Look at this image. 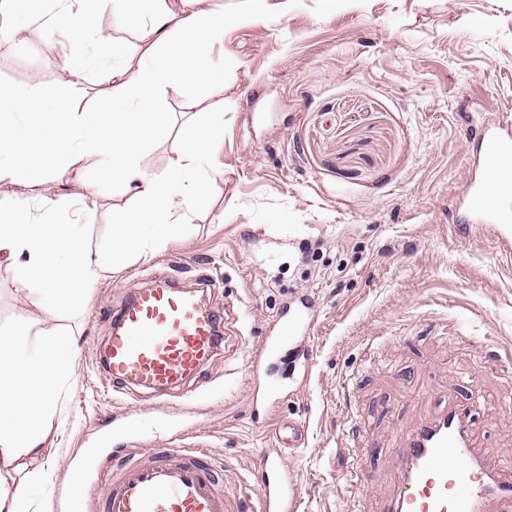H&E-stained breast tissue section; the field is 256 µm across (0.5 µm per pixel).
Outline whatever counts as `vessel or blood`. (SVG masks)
Segmentation results:
<instances>
[{"mask_svg": "<svg viewBox=\"0 0 512 512\" xmlns=\"http://www.w3.org/2000/svg\"><path fill=\"white\" fill-rule=\"evenodd\" d=\"M474 169L453 215L461 232L479 229L500 256H512V114L476 124ZM206 279L158 278L130 288L112 313L103 365L116 393L136 388L180 387L222 344L223 317L201 299ZM315 310L309 299L283 305L246 365L249 380H264L262 399L275 407L283 388L261 378L262 364L286 344L309 334ZM112 436L126 451L118 463L95 455L71 457V512H244L224 493L206 449L155 448L131 413L112 419ZM307 437L303 421L289 419L273 430L274 444L258 463L259 512H298L303 485L288 471L286 451ZM396 477L385 512H512V471L486 458L473 445L469 407L452 404L419 422L396 451ZM103 485L88 502L89 485Z\"/></svg>", "mask_w": 512, "mask_h": 512, "instance_id": "obj_1", "label": "vessel or blood"}]
</instances>
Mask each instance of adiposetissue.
<instances>
[{
  "label": "adipose tissue",
  "mask_w": 512,
  "mask_h": 512,
  "mask_svg": "<svg viewBox=\"0 0 512 512\" xmlns=\"http://www.w3.org/2000/svg\"><path fill=\"white\" fill-rule=\"evenodd\" d=\"M127 26L149 20L152 39L143 64L134 69L104 72L112 84L111 99L97 110L98 121L87 125L85 115L67 107L46 110L35 97L0 88V182L42 195L51 178H64L90 165L107 167L112 184L131 194V208L112 212L111 239L97 257H90L76 225L34 220L25 204L0 210V259L12 262L23 284L36 285L48 305L80 307L85 288L116 266L126 255L148 259L189 229L181 213L208 196L213 172L200 178L198 164L224 115H208L206 132L187 140L180 156L163 174L144 163L142 132L152 127L166 132L160 120L162 94L189 85L188 106L198 104V92L224 90L203 57L225 31L243 18L259 22L270 14L287 13L293 0H247L240 16L201 0H101ZM29 115L51 135V154L37 158L29 136L16 127L19 114ZM195 195H181L186 183ZM76 340L54 327L18 317L0 328V512H31L30 492L44 461L53 453L47 440L61 387L73 376Z\"/></svg>",
  "instance_id": "ef3b65f1"
}]
</instances>
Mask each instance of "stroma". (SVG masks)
<instances>
[{"instance_id":"1","label":"stroma","mask_w":512,"mask_h":512,"mask_svg":"<svg viewBox=\"0 0 512 512\" xmlns=\"http://www.w3.org/2000/svg\"><path fill=\"white\" fill-rule=\"evenodd\" d=\"M63 6L43 0L13 14L16 26L55 31L0 46V87L92 114L112 91L99 74L105 60L84 41L90 66L74 85ZM89 24L139 62L148 25L121 26L98 4ZM207 62L223 77L224 128L200 169L224 177L189 214L185 237L103 273L82 310L47 307L0 261V327L26 316L78 340L56 453L33 488L37 512H69L68 461L98 448L118 411L136 414L159 448L169 439L163 416L179 421L185 444L209 448L227 489L252 500L272 420L305 421L306 442L287 457L305 489L299 512H383L395 443L450 402L480 404L477 448L512 457V261L485 237L458 235L450 210L470 178L473 121L512 113V0H336L332 10L297 0L287 14L226 31ZM187 94L165 92L169 133L145 153L154 173L203 124ZM131 203L92 166L49 182L27 208L85 224L93 253L113 209ZM158 276L210 279L204 301L228 322L222 347L167 401L139 389L113 396L99 363L108 316L128 288ZM300 295L316 309L309 367L296 370L282 350L273 368L288 396L252 417L247 355Z\"/></svg>"}]
</instances>
